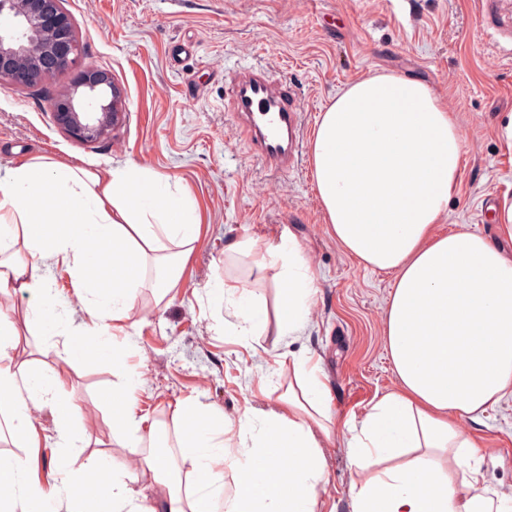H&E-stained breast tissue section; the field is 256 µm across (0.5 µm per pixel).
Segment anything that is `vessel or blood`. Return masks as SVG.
Wrapping results in <instances>:
<instances>
[{
  "label": "vessel or blood",
  "mask_w": 512,
  "mask_h": 512,
  "mask_svg": "<svg viewBox=\"0 0 512 512\" xmlns=\"http://www.w3.org/2000/svg\"><path fill=\"white\" fill-rule=\"evenodd\" d=\"M234 128L252 156L271 171L285 173L299 159L302 102L292 80L261 65L236 70L231 87Z\"/></svg>",
  "instance_id": "vessel-or-blood-1"
}]
</instances>
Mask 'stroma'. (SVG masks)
Instances as JSON below:
<instances>
[{
    "instance_id": "1",
    "label": "stroma",
    "mask_w": 512,
    "mask_h": 512,
    "mask_svg": "<svg viewBox=\"0 0 512 512\" xmlns=\"http://www.w3.org/2000/svg\"><path fill=\"white\" fill-rule=\"evenodd\" d=\"M83 63L111 71L128 97V114L108 139L82 144L58 130L50 101L67 87L57 75L26 90L0 86V166L35 154L104 169L132 163L168 177L197 205L201 233L168 292L138 288L128 318L113 330L130 371L139 373L140 406L156 422L153 443L137 452L112 438V389L122 375L111 362L67 359L68 327L92 329L76 298L73 272L51 266L50 286L69 303L52 335L24 332L18 359L51 374L64 371L61 393L89 428L88 448L62 457L87 466L109 455L129 463L150 445L175 447L169 415L192 398L237 421L246 408H270L294 379L279 356L290 351L318 361L330 391L336 439L325 449L323 512H351L353 474L348 429L396 376L384 347V317L394 275L367 268L336 241L312 176V139L321 112L354 80L408 75L425 83L452 113L464 139L459 183L440 233L464 228L512 256V236L481 210L486 197L512 202V0H63ZM194 46L172 64L170 48ZM261 63L292 77L302 104L297 166L275 173L255 160L235 134L227 106L228 71ZM292 237L314 277L311 324L296 338H277L276 268L255 261L280 235ZM254 242L252 255L231 245ZM224 280L266 299L263 335L239 336L231 307L210 288ZM478 445V491L512 489V392L490 404L481 421L461 419Z\"/></svg>"
}]
</instances>
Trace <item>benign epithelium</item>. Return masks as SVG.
<instances>
[{
	"mask_svg": "<svg viewBox=\"0 0 512 512\" xmlns=\"http://www.w3.org/2000/svg\"><path fill=\"white\" fill-rule=\"evenodd\" d=\"M80 47L62 0H0V85H38L53 72L69 76L67 89L50 106L53 121L69 138L95 143L107 138L122 109L112 73L79 64ZM110 90L108 102L98 92Z\"/></svg>",
	"mask_w": 512,
	"mask_h": 512,
	"instance_id": "7a95c632",
	"label": "benign epithelium"
}]
</instances>
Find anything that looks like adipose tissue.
I'll return each mask as SVG.
<instances>
[{
    "label": "adipose tissue",
    "instance_id": "1",
    "mask_svg": "<svg viewBox=\"0 0 512 512\" xmlns=\"http://www.w3.org/2000/svg\"><path fill=\"white\" fill-rule=\"evenodd\" d=\"M463 139L447 107L422 82L392 74L363 77L323 110L311 148L318 197L333 235L361 264L394 273L384 336L396 388L370 409L346 442L356 478L352 512H512V495L475 493L481 460L458 427L478 419L512 389V258L481 235L435 231L460 174ZM199 233L192 200L174 193L169 179L126 165L89 170L34 156L0 174V296L18 290L39 295L27 324L52 331L58 300L27 258L62 262L91 286V248L112 245V286L89 300L95 328L128 317L141 281L136 262L176 247L190 254ZM262 266L279 269L278 333L292 336L309 323L314 278L290 238L271 245ZM234 298L238 333L256 336L267 324L257 294L225 285ZM14 322L0 319V420L11 451L0 453V475L12 492L0 493V512H150L132 482L170 465L155 453L140 472L102 459L82 469L48 464L32 476L30 448L40 447L36 411L55 412V445L66 452L91 435L58 401L61 373L44 375L15 361ZM300 391L275 408L246 411L238 421L215 416L194 401L171 412L188 483L166 481L165 512H320L327 480L323 446L335 431L330 393L307 360L293 358ZM112 392V434L122 447L143 441L132 410L141 386L127 372ZM466 467L472 491L456 488Z\"/></svg>",
    "mask_w": 512,
    "mask_h": 512
}]
</instances>
